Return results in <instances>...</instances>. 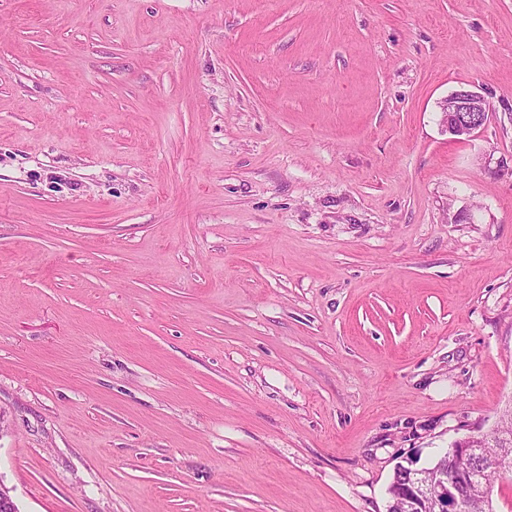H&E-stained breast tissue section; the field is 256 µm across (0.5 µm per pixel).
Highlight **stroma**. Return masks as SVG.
<instances>
[{
    "mask_svg": "<svg viewBox=\"0 0 512 512\" xmlns=\"http://www.w3.org/2000/svg\"><path fill=\"white\" fill-rule=\"evenodd\" d=\"M510 161L512 0H0L19 512H387L512 407ZM445 131L456 140H467L486 125L490 107L477 92L460 88L441 102Z\"/></svg>",
    "mask_w": 512,
    "mask_h": 512,
    "instance_id": "1",
    "label": "stroma"
}]
</instances>
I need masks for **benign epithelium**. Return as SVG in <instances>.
<instances>
[{
  "label": "benign epithelium",
  "instance_id": "benign-epithelium-1",
  "mask_svg": "<svg viewBox=\"0 0 512 512\" xmlns=\"http://www.w3.org/2000/svg\"><path fill=\"white\" fill-rule=\"evenodd\" d=\"M442 123L445 131L456 140H466L483 129L487 122L489 105L477 92L461 88L441 102ZM482 448V438L467 437L456 441L453 453L461 457H474ZM418 458L407 461L399 468L403 476L405 494L418 505V512H467L465 489L476 492L478 470H460L447 477L440 467H417Z\"/></svg>",
  "mask_w": 512,
  "mask_h": 512
}]
</instances>
